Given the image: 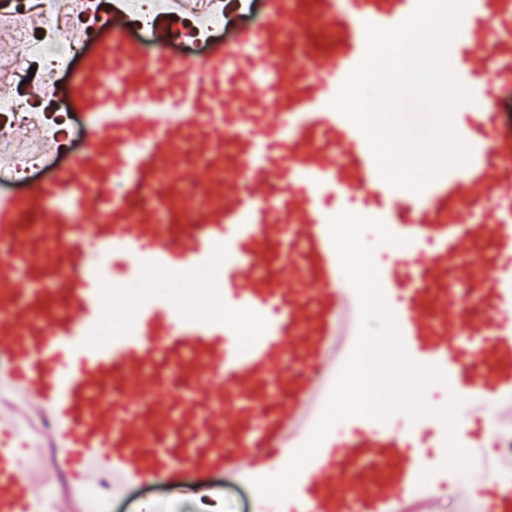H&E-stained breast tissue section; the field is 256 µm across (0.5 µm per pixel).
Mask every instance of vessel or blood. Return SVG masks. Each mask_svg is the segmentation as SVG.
<instances>
[{
    "label": "vessel or blood",
    "mask_w": 512,
    "mask_h": 512,
    "mask_svg": "<svg viewBox=\"0 0 512 512\" xmlns=\"http://www.w3.org/2000/svg\"><path fill=\"white\" fill-rule=\"evenodd\" d=\"M266 5L271 21L259 59L276 66L279 112L224 111L227 99L259 106L264 91L252 69L223 85L220 41L203 60L204 75L193 78L165 51L173 32H156L159 52L147 61L116 18L83 57L70 106L93 129V152L25 192L0 191L6 386L50 421L52 468L69 477L83 504L103 474L121 489L214 473L249 485L280 473L316 425L325 388L358 336L351 316L358 297L340 282L320 198L361 187L374 197L371 218L403 241L402 262L380 270L379 282L404 348L418 364L438 366L449 395L461 401L456 437L474 466L457 497L468 512H512V470L493 473L479 428L488 409L512 415V168L495 162L512 154V134L499 133L494 99L497 82L512 79V0H470L449 48L452 70L474 95L456 110L468 163L403 202L381 178L366 136L329 106L323 75L344 81L365 54L366 24L398 25L417 0H292L296 23L316 35L301 47L277 22L281 0ZM301 52L315 57L314 71L293 65ZM163 76L173 79L168 97L156 94ZM289 125L292 140L283 133ZM189 135L205 174L222 178L192 202L169 195V212H190L194 223L162 224L149 209L128 212L113 185L133 192L153 184L154 159ZM224 137L235 141L233 159L217 144ZM243 167L255 175L246 191L238 181ZM272 167L280 174L276 191L264 178ZM53 196L67 197L69 209L47 210ZM463 197L465 209L458 206ZM276 208L287 223H271ZM73 210L92 223H70ZM28 214L43 215L54 249L25 237ZM90 240L139 271L205 274L236 320L171 308L156 293L119 330L102 335L107 268L89 258ZM482 240L494 264L481 275L463 260L462 247ZM423 242L432 253L420 251ZM452 273L471 282L474 301L449 281ZM483 307L496 314L490 329L467 327ZM248 323L253 331H245ZM287 348L319 370L320 380L273 373ZM149 364L157 376L143 377ZM271 375L280 396L262 427L248 432ZM204 380L216 390L198 410ZM23 446L20 418L0 412V512H55V500L44 496L49 478L24 474ZM421 446L412 430L361 427L346 441L328 435L296 479L290 512H430L441 486L428 476Z\"/></svg>",
    "instance_id": "1"
}]
</instances>
